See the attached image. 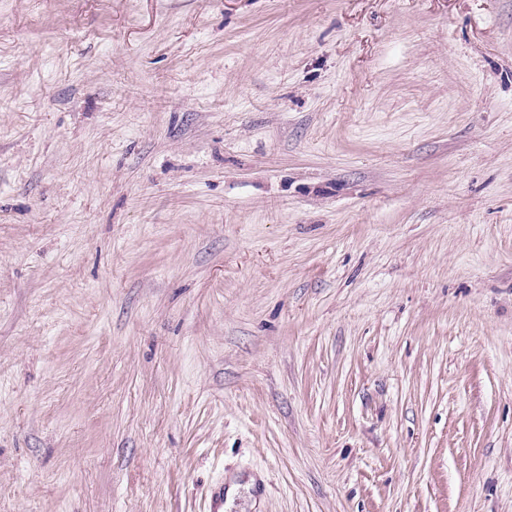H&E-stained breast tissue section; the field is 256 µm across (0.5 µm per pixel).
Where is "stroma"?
<instances>
[{"mask_svg": "<svg viewBox=\"0 0 512 512\" xmlns=\"http://www.w3.org/2000/svg\"><path fill=\"white\" fill-rule=\"evenodd\" d=\"M512 512V0H0V512Z\"/></svg>", "mask_w": 512, "mask_h": 512, "instance_id": "35a3bbf8", "label": "stroma"}]
</instances>
